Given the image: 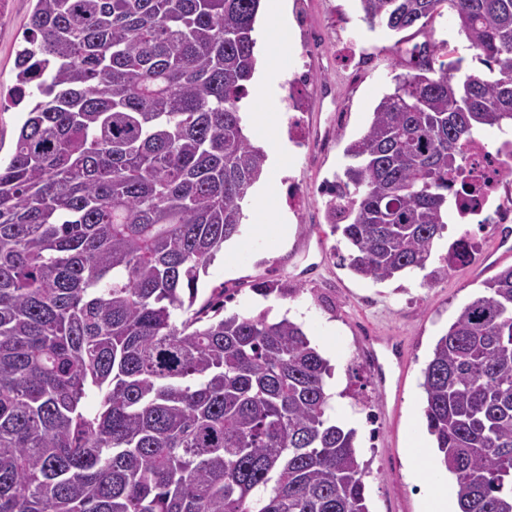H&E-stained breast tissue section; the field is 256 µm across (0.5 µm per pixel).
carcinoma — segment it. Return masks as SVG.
Instances as JSON below:
<instances>
[{"label":"carcinoma","instance_id":"cac0c4a2","mask_svg":"<svg viewBox=\"0 0 512 512\" xmlns=\"http://www.w3.org/2000/svg\"><path fill=\"white\" fill-rule=\"evenodd\" d=\"M359 2L369 30L424 37L325 203L340 261L384 281L426 270L474 131L512 127V0ZM260 6L35 0L0 164V512H368L302 326L196 305L266 163L239 111ZM444 9L485 70L439 59ZM484 288L422 371L424 416L460 512H512V266Z\"/></svg>","mask_w":512,"mask_h":512}]
</instances>
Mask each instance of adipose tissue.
Here are the masks:
<instances>
[{
    "label": "adipose tissue",
    "instance_id": "adipose-tissue-1",
    "mask_svg": "<svg viewBox=\"0 0 512 512\" xmlns=\"http://www.w3.org/2000/svg\"><path fill=\"white\" fill-rule=\"evenodd\" d=\"M277 125V113L262 109L253 112L251 116L252 132L259 139L261 147L268 152L273 167L272 173L265 179L254 201L252 216L254 220L262 223L268 237L271 238L283 237L288 230L286 216L272 204L287 161L285 147L276 136Z\"/></svg>",
    "mask_w": 512,
    "mask_h": 512
}]
</instances>
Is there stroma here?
Listing matches in <instances>:
<instances>
[{"instance_id": "obj_1", "label": "stroma", "mask_w": 512, "mask_h": 512, "mask_svg": "<svg viewBox=\"0 0 512 512\" xmlns=\"http://www.w3.org/2000/svg\"><path fill=\"white\" fill-rule=\"evenodd\" d=\"M303 24L289 31L311 45L306 61L295 54L283 60V73L265 101L279 113V140L288 148V168L280 180L276 207L287 213L290 230L277 241L262 234L261 226L245 222L231 240L239 251L233 268L216 257L199 281L200 300L220 288L234 291L226 312L248 315L286 310L301 324L311 343L332 366L337 385L332 414L353 427L356 447L367 466L365 477L369 512H424L423 497L432 482L449 480L441 464H434L421 480L407 470L406 448L412 429L426 430L421 387L422 370L438 338L460 309L484 291L483 283L512 266V251L496 246V224H452L437 240L430 267L443 265L454 240L469 235L473 259L448 269L445 277L428 280L413 272L385 281L358 277L341 266L345 250L340 234L325 220V183L342 177L349 160L345 148L362 135L382 96L392 88L406 47L418 43L412 30L400 35L369 31L361 21L358 0H304ZM35 0H7L0 8V160L8 161L18 131L29 110L12 104L16 51L23 41ZM306 82H297L299 73ZM303 100L298 132L304 145L288 136V98ZM279 281L295 288L296 296L262 298L254 283ZM394 336L405 346L401 365L390 367L387 385H379L372 370L365 339Z\"/></svg>"}]
</instances>
